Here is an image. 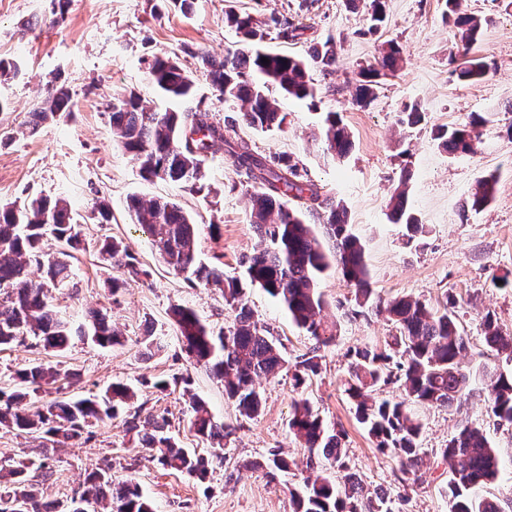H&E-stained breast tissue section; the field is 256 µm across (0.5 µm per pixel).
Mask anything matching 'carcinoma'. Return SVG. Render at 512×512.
<instances>
[{"mask_svg":"<svg viewBox=\"0 0 512 512\" xmlns=\"http://www.w3.org/2000/svg\"><path fill=\"white\" fill-rule=\"evenodd\" d=\"M445 6L446 16L453 18L460 30L463 48H468L481 34V20L461 12L460 0H445ZM369 20L370 29L381 26L385 0H370ZM227 22L240 35L242 47L219 60L202 52L198 55L200 68L220 96L244 103L241 119L246 126L261 130L282 127L286 115L278 111L272 89L299 100L315 98L309 67L327 71L336 65L334 44L327 41L313 48L307 62L262 49L267 33L249 15L230 11ZM400 60L398 45L390 43L376 64L361 69L355 86L357 102L370 104L376 98L378 79L397 71ZM489 71L486 61L466 58L454 74L465 82L479 80ZM149 78L154 89L168 98L188 101L193 97V81L169 55L154 57ZM69 102V92L57 87L37 103L33 115L43 122L66 111ZM109 118L113 139L133 157L146 180L194 185L203 177L202 157L220 143L237 174L252 185L249 219L261 248L242 258L241 265L250 283L277 299L293 322L315 340L312 351L294 364L295 387L319 374V351L335 338L333 329L319 318L324 304L319 283L327 271H339L355 287L358 307L387 314L399 335L384 348L365 346L352 351L344 391L377 450L399 459L400 482L416 481L426 451L421 447L422 424L411 405L451 407L461 404L471 393L470 375L460 366L468 341L457 326L454 298H446L442 307L433 309L412 296L386 301L377 297L371 288L365 246L351 232L347 210L305 178L292 160L260 158L247 142L228 136L223 124L204 122L191 110L157 112L132 91L113 97ZM483 122V117L477 115L467 125L440 128L436 139L452 155L469 153ZM321 139L327 151L338 158L352 150L351 136L337 112L326 113ZM495 185V175L481 177L463 208L477 212L486 207ZM407 193V179L403 177L391 197L390 218L405 226L411 242L422 233L423 225L408 210ZM128 209L169 267L190 282L223 292L225 305L235 313L227 329L214 332L189 307H175L173 320L187 356L224 381V394L241 416L257 418L263 398L256 381L288 369L281 343L254 319L244 300L241 281L199 260V227L179 204L132 197ZM307 212L322 218L330 246H323L314 234L305 219ZM49 236L57 243L53 256L45 251ZM80 250L82 240L63 199L38 197L18 207L0 206V290L5 294L0 300V346L22 343L32 336L36 345L56 357L54 361L22 365L0 382V428L39 439L41 447L48 450L67 442L87 443L93 438L94 425L119 418L142 447L158 450L155 459L160 465L205 481L212 460L226 458V434L224 425L215 421L195 397L189 402L190 428L201 441L209 443L207 457L180 446L169 434L165 417L142 415V405L132 409L137 393L122 382L87 397L40 402L43 387L63 376L75 377L58 361L74 337L89 339L102 348L122 345L107 314L94 312L88 322L75 328L49 304L48 286L65 287L71 282L70 259ZM99 252L104 261L125 274L123 279L112 280L113 295L125 287L127 279L142 273L136 258L112 237L101 240ZM31 266L43 270V279L29 277ZM483 327L486 345L512 361V335L503 332L489 313L483 318ZM389 384L398 385L400 398L376 400L371 396L377 387ZM481 391L491 416L500 424H512V370L483 374ZM288 425L308 450L306 469L310 472L303 491L292 494L294 512H394L388 496L371 494L349 474L342 482L332 475L334 470L348 469L341 448L342 434L329 428L307 401L294 403ZM440 454L449 467V512H506L499 499L474 496L475 489L494 483L500 474L497 449L482 426L461 427ZM34 465L30 459L0 465V512H13L11 503L15 501L21 512H70L66 500L41 499L39 484L30 475ZM241 467L263 470L273 478L277 472H288L290 464L274 451L267 459L245 462ZM83 491L89 497L90 512H153L135 479H114L107 468L88 473Z\"/></svg>","mask_w":512,"mask_h":512,"instance_id":"cac0c4a2","label":"carcinoma"}]
</instances>
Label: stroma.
Returning a JSON list of instances; mask_svg holds the SVG:
<instances>
[{"label":"stroma","mask_w":512,"mask_h":512,"mask_svg":"<svg viewBox=\"0 0 512 512\" xmlns=\"http://www.w3.org/2000/svg\"><path fill=\"white\" fill-rule=\"evenodd\" d=\"M444 0H387L386 20L368 33L364 0H197L190 13L170 9L164 0H70L65 18L53 23L49 0H0V59L12 71L0 76V205L36 196L65 199L71 208L85 249L74 263L69 287L51 293V304L63 316L80 321L90 312H107L125 342L101 348L74 338L63 356L65 366L81 374L77 385L50 387L45 400L62 401L99 392L115 381L137 388V403L166 416L170 432L183 447L208 453L190 428L188 394H196L224 424L230 451L227 460L213 462L205 481L164 469L127 433L121 420L93 426V439L83 445L50 452L36 479L44 500L66 499L86 474L110 463L116 479L135 478L155 512H293L291 493L308 476L307 450L290 432L294 400L305 399L327 425L344 434L348 472L371 491L384 490L398 512H448L444 490L448 466L431 458L416 483L399 481L400 463L379 453L358 424L344 391L350 349L381 346L396 333L386 315L356 313L352 286L337 273L320 283L321 316L335 324L334 343L321 349V371L302 388L281 372L262 381L264 408L253 420L239 417L224 397L223 384L189 359L170 317L173 306L195 309L208 324L229 326L234 313L221 293L194 285L172 272L127 213V201L168 198L178 203L200 229L199 255L221 267L225 276L243 274L241 260L259 243L249 222L253 188L243 182L214 146L202 164L199 187L171 181L144 180L132 157L112 139L109 110L116 92L141 94L160 112H178L181 102L158 95L148 76L154 56L177 57L195 84V103L202 119L221 122L233 137L245 139L264 157L288 155L302 174L343 202L351 229L366 248L371 284L389 298L410 294L439 308L447 296L458 301V327L469 341L464 370L507 371L512 363L491 351L484 341L482 318L492 314L500 328L512 334V288H496L492 276L512 275V0H461L464 13L484 22L471 55L488 60L492 69L483 79L464 83L453 70L461 56L459 35L443 17ZM252 15L267 24L269 50L307 58L311 47L332 41L338 61L332 72L310 68L315 99L277 95L287 119L281 128L260 131L243 125L239 101L224 100L197 64L207 52L221 58L240 46V37L226 23L228 11ZM297 27L294 38H278L274 20ZM396 43L400 68L386 76L371 105L355 103L360 68L375 64L388 43ZM64 83L70 109L54 120L33 121L35 103L51 82ZM425 114L416 127L402 123L407 106ZM340 113L354 147L344 159L330 155L321 140L320 117ZM485 123L474 150L448 154L435 132L443 126L469 123L473 115ZM495 173L492 201L479 212L463 209L477 180ZM408 174V202L424 226L418 242L407 243L403 226L389 220V199L401 174ZM110 204L112 219L99 223L97 200ZM217 232H210V225ZM107 236L122 239L143 277L131 280L111 296L107 277L118 269L102 265L99 243ZM244 298L256 319L268 326L283 345L288 362L299 361L314 346L284 309L262 288L245 285ZM159 337L163 348L145 355V334ZM190 386H183V378ZM169 380L165 392L150 383ZM423 425L422 445L445 447L465 422L485 427L497 448L503 470L485 486L484 495L512 499V425H499L486 412L483 396L472 394L453 407L418 406ZM283 452L295 462L288 473L269 478L265 472H235L236 462Z\"/></svg>","instance_id":"1"}]
</instances>
